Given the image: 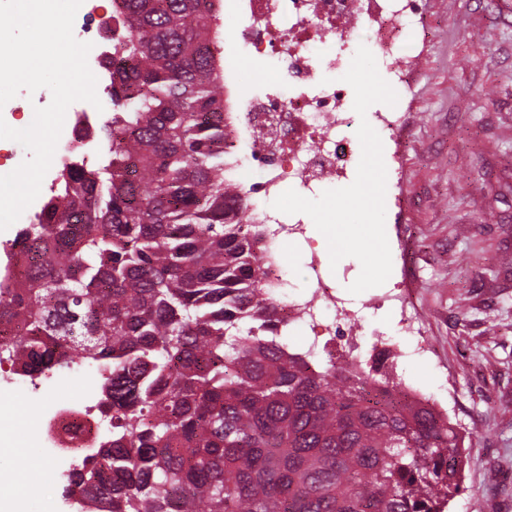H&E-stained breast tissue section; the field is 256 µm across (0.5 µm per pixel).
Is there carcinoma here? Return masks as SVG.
Masks as SVG:
<instances>
[{"instance_id": "cac0c4a2", "label": "carcinoma", "mask_w": 512, "mask_h": 512, "mask_svg": "<svg viewBox=\"0 0 512 512\" xmlns=\"http://www.w3.org/2000/svg\"><path fill=\"white\" fill-rule=\"evenodd\" d=\"M93 168L65 165L0 284V364L98 363L109 434L65 492L104 512H445L462 437L387 349L313 361L283 339L265 225L224 154L213 0H121ZM250 323L247 332L240 324Z\"/></svg>"}]
</instances>
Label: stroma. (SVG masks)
<instances>
[{
  "label": "stroma",
  "mask_w": 512,
  "mask_h": 512,
  "mask_svg": "<svg viewBox=\"0 0 512 512\" xmlns=\"http://www.w3.org/2000/svg\"><path fill=\"white\" fill-rule=\"evenodd\" d=\"M429 37L418 44L414 80L398 103L411 126L401 157L384 146L386 192L404 193L387 210L392 257L386 284L348 291L361 272L353 257L337 266L307 234L280 249L290 297L310 293L311 260L364 319L360 357L389 348L398 376L430 397L459 428L465 467L446 512H512V0H422ZM409 278L410 307L424 324L426 352L409 355L400 310L386 289ZM8 399L0 419L19 435L35 428L36 403L10 365L0 366ZM0 439V497L10 498L18 469L46 466L45 512H74L63 496L68 466L51 450L11 453Z\"/></svg>",
  "instance_id": "35a3bbf8"
}]
</instances>
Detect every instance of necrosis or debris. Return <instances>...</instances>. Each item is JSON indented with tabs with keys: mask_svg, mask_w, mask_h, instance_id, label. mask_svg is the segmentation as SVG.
<instances>
[{
	"mask_svg": "<svg viewBox=\"0 0 512 512\" xmlns=\"http://www.w3.org/2000/svg\"><path fill=\"white\" fill-rule=\"evenodd\" d=\"M97 0H83L73 32L91 43L88 64L98 80L102 68L101 29L110 18H96ZM235 49L260 60L274 62L285 77L283 86L262 95H247L232 67L224 69V148L235 156L236 181L250 198L278 195L284 185L299 186L317 195L327 178L348 180L357 142L352 135L359 115L352 109L354 92L343 82V54L354 40L355 27L367 33V43L385 62L398 86L408 84L415 54L409 42L422 29L420 0H239ZM98 28H91V19ZM338 52L325 54V43ZM96 109L76 102L71 106L59 138L57 161H78L71 147L89 144L90 133L100 122ZM357 324L359 312L347 309L334 288L317 280L308 299L281 300L288 322L317 329L323 306ZM51 385L53 398L43 404L41 426L31 440L40 448L65 449L79 444L95 447L97 422L90 412L94 396L68 393L66 372L59 371L34 382V390Z\"/></svg>",
	"mask_w": 512,
	"mask_h": 512,
	"instance_id": "1",
	"label": "necrosis or debris"
}]
</instances>
